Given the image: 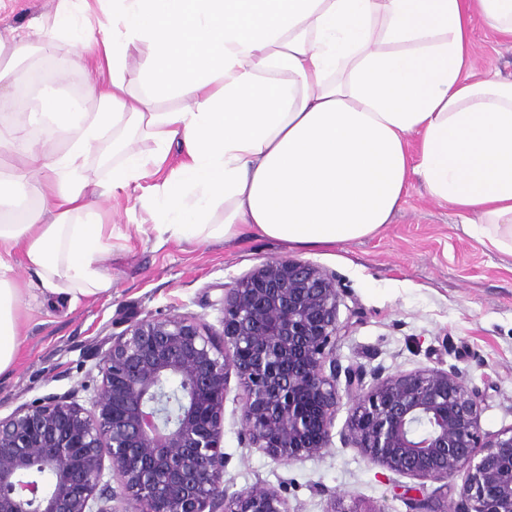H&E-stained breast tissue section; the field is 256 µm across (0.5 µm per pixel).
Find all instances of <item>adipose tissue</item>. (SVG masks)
<instances>
[{
    "label": "adipose tissue",
    "mask_w": 512,
    "mask_h": 512,
    "mask_svg": "<svg viewBox=\"0 0 512 512\" xmlns=\"http://www.w3.org/2000/svg\"><path fill=\"white\" fill-rule=\"evenodd\" d=\"M477 16L512 41V0H58L36 39H0V98L26 114L0 128V153L18 160L0 171V373L20 349L15 256L54 306L109 290L99 256L112 226L97 203L174 151L179 165L139 198L162 237L246 229L328 248L390 223L416 179L512 256V80H472ZM63 39L109 78L88 85L95 111L18 89V64ZM163 97L185 103L161 111ZM130 131L152 152L125 143ZM107 137L120 159L89 178L86 158Z\"/></svg>",
    "instance_id": "adipose-tissue-1"
}]
</instances>
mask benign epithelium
I'll return each mask as SVG.
<instances>
[{"mask_svg": "<svg viewBox=\"0 0 512 512\" xmlns=\"http://www.w3.org/2000/svg\"><path fill=\"white\" fill-rule=\"evenodd\" d=\"M340 301L335 274L278 257L224 289L218 329L190 313L131 319L89 405L72 390L0 416V512H292L280 488L224 489L233 375L242 435L277 463L321 455L341 393H355L342 443L414 481L400 486L410 512H442L427 483L459 474L454 512H512V426L482 432V399L455 371L342 367ZM167 382L184 392L165 425ZM38 469L52 487L28 479Z\"/></svg>", "mask_w": 512, "mask_h": 512, "instance_id": "7a95c632", "label": "benign epithelium"}]
</instances>
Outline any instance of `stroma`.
<instances>
[{
	"label": "stroma",
	"instance_id": "stroma-1",
	"mask_svg": "<svg viewBox=\"0 0 512 512\" xmlns=\"http://www.w3.org/2000/svg\"><path fill=\"white\" fill-rule=\"evenodd\" d=\"M57 0H0V37L53 15ZM474 68L512 77V42L483 22L473 24ZM112 236L103 265L109 291L54 307L35 293L21 305V353L0 375V415L51 394L78 390L88 399L100 384L111 335L129 318L192 313L210 324L222 318L225 287L266 259L294 257L336 275L341 365H383L389 372L456 370L484 401L483 432L512 426V256L484 247L464 231L455 211L412 182L403 207L378 232L333 249L298 250L249 236L231 242L158 245L136 199L111 202ZM244 390L231 379L224 401V486L284 487L292 512H330L361 502L376 512H409L400 476L344 447L333 436L321 456L281 465L240 442Z\"/></svg>",
	"mask_w": 512,
	"mask_h": 512
}]
</instances>
